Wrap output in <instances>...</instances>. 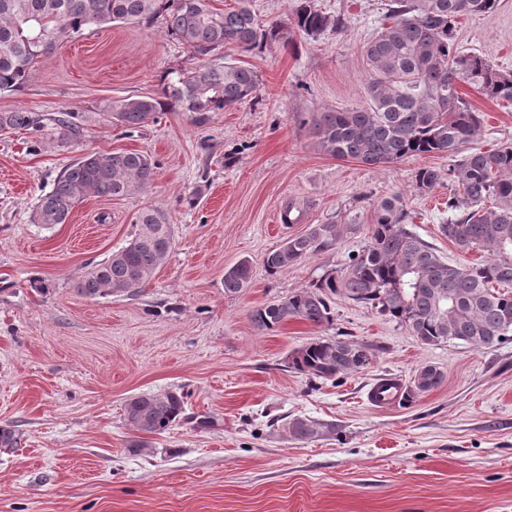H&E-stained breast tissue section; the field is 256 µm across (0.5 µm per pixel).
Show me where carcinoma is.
<instances>
[{
  "mask_svg": "<svg viewBox=\"0 0 512 512\" xmlns=\"http://www.w3.org/2000/svg\"><path fill=\"white\" fill-rule=\"evenodd\" d=\"M499 0H390L386 22L364 48L369 103L343 112H323L315 121L321 150L368 166H385L429 154H448L454 189L448 193V222L439 231L463 252L481 249L490 259L452 265L407 227V213L396 195L374 207L367 244L340 273L323 275L288 296L263 304L251 316L260 330H275L291 319L313 325L333 320L332 300L343 296L405 327L424 345L457 340L475 348L493 347L512 335V145L478 150L469 147L480 134L481 113L469 108L458 91L465 82L491 101L512 102V72L455 43L458 20L494 12ZM162 20L166 32L185 45L198 65L170 79L163 95L196 114L237 107L256 97L260 76L253 68L216 63L222 48L252 51L278 37L281 25L263 28L249 0L217 12L209 0H0V94L21 89L37 59L83 31L114 23ZM291 28L316 41L342 29L340 19L318 0H297L288 17ZM164 103L153 97H126L107 111L126 132L141 125ZM23 130L61 147L80 141L83 124L76 112L41 114L0 112V131ZM156 164L141 151L88 152L64 168L32 213L34 224H65L86 198L114 199L146 191ZM440 175L432 167L415 174L416 187L433 191ZM492 206H486L487 201ZM130 242L84 272L77 291L89 298L133 293L168 258L173 232L166 214L151 206L136 217ZM336 224H311L265 257L271 273L336 247ZM241 261L224 271V293L237 294L251 280ZM374 357L368 346L342 339H313L292 351L289 367L329 380L366 369ZM443 372L419 368L402 403L442 384ZM185 396L178 391L141 394L125 403V419L141 434L160 435L184 419ZM288 432L309 440L333 425L294 418ZM23 432L0 426V450L18 448Z\"/></svg>",
  "mask_w": 512,
  "mask_h": 512,
  "instance_id": "1",
  "label": "carcinoma"
}]
</instances>
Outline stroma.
I'll list each match as a JSON object with an SVG mask.
<instances>
[{"instance_id":"35a3bbf8","label":"stroma","mask_w":512,"mask_h":512,"mask_svg":"<svg viewBox=\"0 0 512 512\" xmlns=\"http://www.w3.org/2000/svg\"><path fill=\"white\" fill-rule=\"evenodd\" d=\"M318 3L343 29L314 41L285 25L294 0H251L264 22L284 28L262 48L227 50L259 73V91L202 124L170 104L129 133L104 109L111 99L161 97L169 72L195 68L158 21L62 42L24 88L0 94L2 112L74 111L84 125L65 148L0 131V425L24 433L21 447L0 452V512H512V339L424 345L341 296L329 324H252L257 307L342 271L366 243L376 203L392 195L410 229L448 261L488 257L441 235L447 182L428 194L415 185L418 168L447 174L448 156L374 167L321 150L313 118L368 103L364 47L388 0ZM455 42L512 70V0L461 19ZM459 90L484 118L473 147L512 143V104L465 83ZM125 150L156 161L147 191L87 198L64 224L32 223L38 197L66 165L89 151ZM291 201L304 216L286 225ZM147 205L173 226L168 259L137 293L80 295L78 278L133 238ZM328 222L343 227L334 249L267 271V253ZM243 259L253 269L248 288L225 294V269ZM317 337L368 345L370 368L333 381L288 368L289 353ZM424 365L444 372L438 388L406 407L368 402L379 380L408 384ZM175 390L187 393L188 414L212 415L215 426L182 422L130 453L126 400ZM296 417L336 432L292 439L284 425Z\"/></svg>"}]
</instances>
